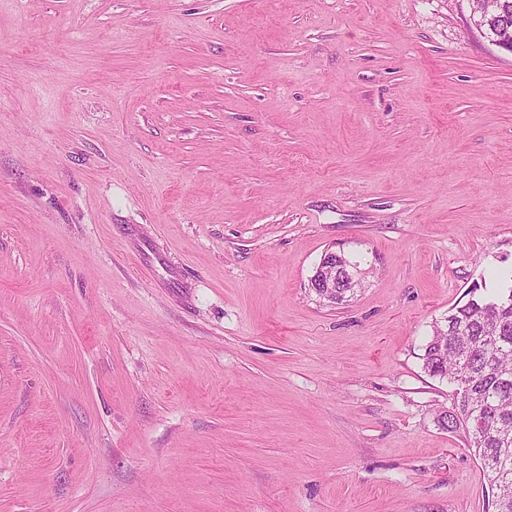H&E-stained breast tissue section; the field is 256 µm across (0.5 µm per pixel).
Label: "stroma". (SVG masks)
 <instances>
[{"mask_svg":"<svg viewBox=\"0 0 512 512\" xmlns=\"http://www.w3.org/2000/svg\"><path fill=\"white\" fill-rule=\"evenodd\" d=\"M469 15L0 0V512H489L422 361L512 286V55ZM327 256V257H326ZM331 257V259H326ZM340 260L336 259V251L325 252L320 265L316 268L315 273L310 278V288H324L326 291L327 301L330 304H343L348 302L354 294L361 288H336V264ZM329 265V266H327ZM334 271V273H333Z\"/></svg>","mask_w":512,"mask_h":512,"instance_id":"35a3bbf8","label":"stroma"}]
</instances>
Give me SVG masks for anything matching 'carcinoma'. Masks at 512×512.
Listing matches in <instances>:
<instances>
[{
    "label": "carcinoma",
    "mask_w": 512,
    "mask_h": 512,
    "mask_svg": "<svg viewBox=\"0 0 512 512\" xmlns=\"http://www.w3.org/2000/svg\"><path fill=\"white\" fill-rule=\"evenodd\" d=\"M448 311L424 347V369L454 387L441 428L466 434L478 457L493 512H512V288Z\"/></svg>",
    "instance_id": "1"
}]
</instances>
